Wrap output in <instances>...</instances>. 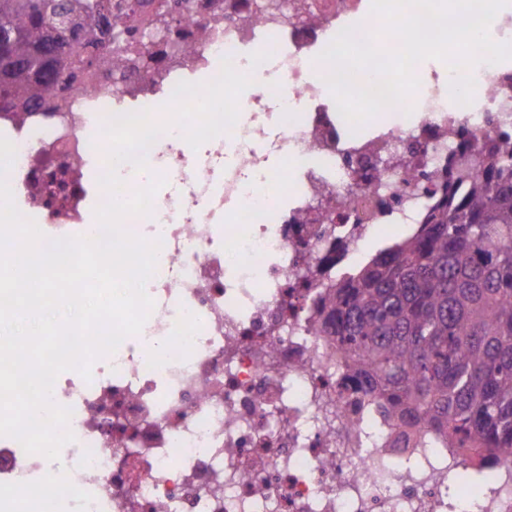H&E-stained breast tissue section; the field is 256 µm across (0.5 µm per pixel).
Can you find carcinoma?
<instances>
[{
	"label": "carcinoma",
	"mask_w": 512,
	"mask_h": 512,
	"mask_svg": "<svg viewBox=\"0 0 512 512\" xmlns=\"http://www.w3.org/2000/svg\"><path fill=\"white\" fill-rule=\"evenodd\" d=\"M112 0H0V112H27L60 75L112 50ZM485 178L461 168L407 239L336 283L329 320L350 371L390 416L512 458V151Z\"/></svg>",
	"instance_id": "obj_1"
}]
</instances>
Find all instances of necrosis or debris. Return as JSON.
<instances>
[{
    "label": "necrosis or debris",
    "mask_w": 512,
    "mask_h": 512,
    "mask_svg": "<svg viewBox=\"0 0 512 512\" xmlns=\"http://www.w3.org/2000/svg\"><path fill=\"white\" fill-rule=\"evenodd\" d=\"M371 0H179L160 41L113 48L60 78L23 119L0 113L16 155L4 177L51 242L93 238L107 199L101 125L208 84L223 60L249 75L240 121L194 150L171 126L145 150L181 184L155 197L138 237L160 244L140 334L62 372L55 404L73 442L59 461L0 436V512H512V460L463 465L457 444L389 419L334 336L321 300L371 244L411 232L466 160L512 135V60L472 68L473 101L452 71L416 68L418 91L351 130L318 55L357 26L399 47ZM283 163L270 168L261 144ZM276 203L264 199L269 183Z\"/></svg>",
    "instance_id": "obj_1"
}]
</instances>
